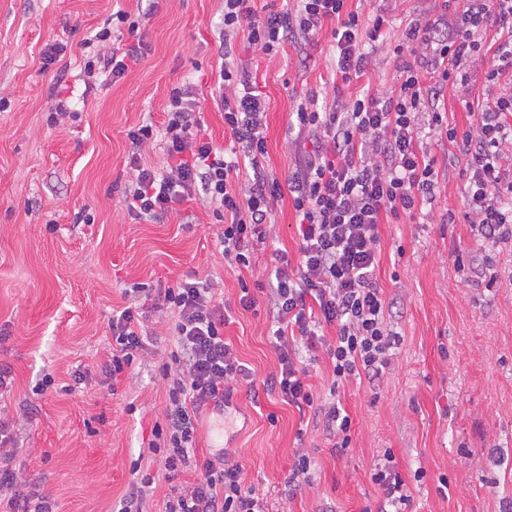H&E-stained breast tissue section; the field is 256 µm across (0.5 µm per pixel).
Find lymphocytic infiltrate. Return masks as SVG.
Returning <instances> with one entry per match:
<instances>
[{"mask_svg":"<svg viewBox=\"0 0 512 512\" xmlns=\"http://www.w3.org/2000/svg\"><path fill=\"white\" fill-rule=\"evenodd\" d=\"M435 19L416 20L394 31L386 12L362 19L349 0H296L292 9L257 7L255 0H224V60L218 90L224 127L234 143L215 145L196 117L192 87L173 88L163 125L145 121L129 129L127 162L133 175L122 194L131 217L154 224L180 216L184 206L208 203L223 223L219 243L224 263L250 268L268 240L267 220L282 192H289L296 217L298 261L287 267L286 251L275 250V266L262 283L279 369L264 380L242 363L224 339L228 318L209 280L179 281L166 288L135 283L124 289L127 306L112 316V348L103 365L118 379L145 348L142 317L171 314L174 344L159 366L168 383L163 423L154 425L149 449L161 457L166 480L194 468L192 482L169 497L165 512H270L266 494L242 485V464L232 456L198 458L196 425L209 407L223 408L240 384H262L265 393L297 408L318 396L307 381L318 355L333 365V388L379 379L399 335L384 314L379 226L413 217L437 198V159L429 141L457 144L467 156L464 218L483 241L512 238V90L499 93L472 113L465 131L449 124L439 101L447 84L468 86L474 60L486 62V80L497 85L512 72V0H440ZM332 22L330 66L355 94L331 106L315 96L294 102L285 130L295 163L287 186L266 172L265 97L239 62L236 41L273 55L285 43L309 45ZM141 17L119 10L93 36L112 44L105 57L87 58L84 75L117 80L145 56L143 42L115 45L117 28L136 33ZM497 27L500 41L485 46L484 33ZM385 45L402 58L401 80L386 93L363 85L371 48ZM162 141L164 169L145 166L142 150ZM20 448L0 425V512H55L50 497L22 490L13 462ZM383 499L362 512H406L409 485L392 451L372 467Z\"/></svg>","mask_w":512,"mask_h":512,"instance_id":"1","label":"lymphocytic infiltrate"}]
</instances>
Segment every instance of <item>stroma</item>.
<instances>
[{"mask_svg":"<svg viewBox=\"0 0 512 512\" xmlns=\"http://www.w3.org/2000/svg\"><path fill=\"white\" fill-rule=\"evenodd\" d=\"M0 0V368L12 384L0 393V420L17 436L18 479L51 497L56 512H117L131 480V463L161 471L148 443L163 422L167 384L158 366L171 334L169 314L152 312L156 342L115 383L101 365L112 347L110 323L124 306V284L156 287L211 278L232 321L224 329L239 358L263 378L276 371L264 304L239 305L241 282L261 279L273 249L297 258L289 198L274 208L267 248L254 269L224 264L217 237L223 226L194 203L187 222L137 224L119 198L131 178L128 129L162 123L173 88L197 84L201 125L230 145L224 113L212 99L223 54L224 0ZM435 0H362L364 17L385 10L395 30L436 9ZM150 11L141 32L149 50L113 83L85 84L82 43L113 12ZM65 54L44 65L47 48ZM267 99L265 165L287 184L294 156L284 139L295 99L334 95L327 36L297 51L269 57L239 44ZM486 64L475 61L467 89L447 86L450 122L468 124L466 103L489 95ZM438 168L440 198L380 227L379 282L394 299L386 321L401 343L375 384L341 388L352 444L331 454L322 418L239 386L224 411L199 418V455L228 453L243 466V484L267 493L276 512H361L379 490L374 461L392 449L406 478L408 512H501L512 501V242L474 237L464 218L461 188L467 158L451 143ZM454 223H441L445 212ZM489 261L492 285L474 284L455 253ZM86 378L72 387L74 372ZM52 385L32 390L44 375ZM277 423H269L268 414ZM315 460L309 485L294 497L285 486L297 448Z\"/></svg>","mask_w":512,"mask_h":512,"instance_id":"35a3bbf8","label":"stroma"}]
</instances>
